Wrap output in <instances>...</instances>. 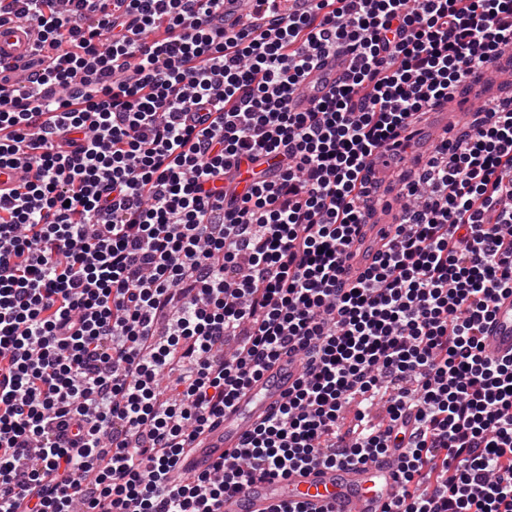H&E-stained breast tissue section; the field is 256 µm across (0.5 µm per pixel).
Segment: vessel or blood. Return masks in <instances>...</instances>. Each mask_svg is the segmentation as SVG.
Here are the masks:
<instances>
[{
  "label": "vessel or blood",
  "instance_id": "b4317fda",
  "mask_svg": "<svg viewBox=\"0 0 512 512\" xmlns=\"http://www.w3.org/2000/svg\"><path fill=\"white\" fill-rule=\"evenodd\" d=\"M37 36V27L30 21L0 27V60L23 64ZM346 68L345 58H328L306 78L292 99L293 109L304 110L325 97ZM469 121V110L460 96L454 95L428 113L417 130L422 144L427 146L446 137L449 129L464 127ZM398 221L395 208L376 212L364 228L360 253L347 264L348 278H357L372 262L390 240ZM482 345L491 357L512 356V296L499 300ZM302 373V361L294 355L281 357L268 366L225 411L223 419L192 442L184 470L208 472L229 458L240 447L245 434L287 399ZM398 491L395 457L390 454L366 465H319L295 472L285 480L253 483L245 492L225 495L221 512H271L274 505L286 500L302 501L307 512H386L396 501Z\"/></svg>",
  "mask_w": 512,
  "mask_h": 512
}]
</instances>
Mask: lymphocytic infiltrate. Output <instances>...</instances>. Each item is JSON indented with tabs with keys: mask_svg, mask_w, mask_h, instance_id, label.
<instances>
[{
	"mask_svg": "<svg viewBox=\"0 0 512 512\" xmlns=\"http://www.w3.org/2000/svg\"><path fill=\"white\" fill-rule=\"evenodd\" d=\"M249 2L223 35L224 0H0V21L37 23L28 66L61 90L0 96V166L29 171L0 192V512H220L392 449L399 512H512V359L482 349L512 294L511 100L436 147L385 250L345 268L372 156L406 155L416 120L496 66L512 0ZM329 53L349 71L293 111ZM291 351L301 379L233 460L179 474Z\"/></svg>",
	"mask_w": 512,
	"mask_h": 512,
	"instance_id": "obj_1",
	"label": "lymphocytic infiltrate"
}]
</instances>
